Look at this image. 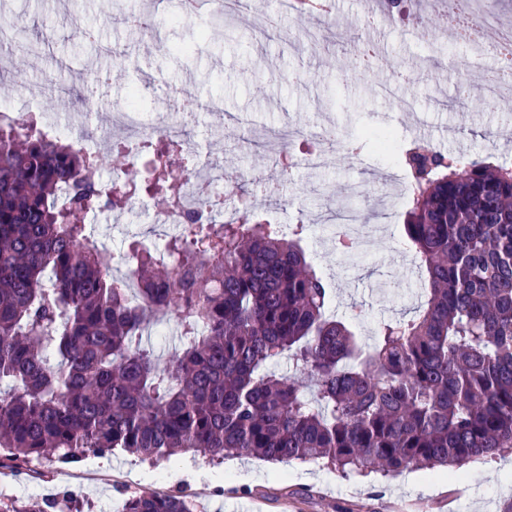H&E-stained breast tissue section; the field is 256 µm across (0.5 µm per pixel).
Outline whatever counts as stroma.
Instances as JSON below:
<instances>
[{
  "instance_id": "stroma-1",
  "label": "stroma",
  "mask_w": 512,
  "mask_h": 512,
  "mask_svg": "<svg viewBox=\"0 0 512 512\" xmlns=\"http://www.w3.org/2000/svg\"><path fill=\"white\" fill-rule=\"evenodd\" d=\"M147 5L164 20L152 37L125 28L101 0H0V15L20 16L18 38L37 51L35 67L13 61L0 68V87L8 88V100L31 95L33 111L56 117L60 97L34 92L33 85L45 75L59 77L72 93L85 96L89 130L95 133L110 112L128 106L129 90L140 76L162 74L170 88L199 102L189 135L203 152L228 160L225 195L236 196L239 187H251L257 179L273 188L257 201L278 223L292 227L304 217L332 224L341 202L360 208L365 223L387 225L372 254L357 265L328 245L308 253L332 288L328 315L353 319L363 350H371L381 323L411 317L419 303L412 281L420 271L403 245L404 202L347 194L359 181L375 185L386 173L385 157L367 144L337 152L325 169L287 176L276 149L249 150L246 140L291 124L321 122L351 134L394 127L395 102L403 99L414 101L438 151L512 158V109L493 107L477 90V77L468 68L470 45L441 34L429 45L419 40V18L436 14L429 0L405 5L402 16L383 26L378 41L386 62L364 71L357 67L366 33L362 0H336L334 13L319 18L286 15L276 28L258 20L259 12L275 10L274 0H257L223 20L183 15L178 0L128 2L132 9ZM86 27L98 29V42L82 40ZM307 27L314 28V40L302 38ZM191 42L196 45L191 55L176 53V46ZM425 56L455 68L473 85L468 101L458 103L452 85L424 72L397 77L395 66ZM105 70L112 73L111 83L96 84L95 75ZM213 99L222 101L223 114L206 111ZM151 222L149 211L125 204L98 215L93 232L124 253ZM182 459L177 453L142 461L117 449L106 456V473L88 475L91 463L85 458L52 478L45 475L47 460L35 459L25 472L0 469V498H53L66 486L79 495L83 512H119L130 492L182 494L197 512H501L512 500V454L472 463L457 477L444 470L345 475L322 460L282 464L244 455L221 461L196 456L192 463L200 477L170 479Z\"/></svg>"
}]
</instances>
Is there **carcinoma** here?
I'll return each instance as SVG.
<instances>
[{"mask_svg": "<svg viewBox=\"0 0 512 512\" xmlns=\"http://www.w3.org/2000/svg\"><path fill=\"white\" fill-rule=\"evenodd\" d=\"M145 143L150 179L101 183L99 156L60 138L0 128V468L53 452L56 471L116 448L157 460H325L342 473L398 474L512 454V161L430 150L413 177L404 243L426 299L385 322L364 352L327 315L331 288L300 244L240 209L191 218L164 262L133 242L135 295L113 252L79 216L150 194L194 162L179 142ZM181 328L162 359L151 330ZM280 357L310 380L269 366ZM0 512H81L67 489L46 501L0 499ZM121 512H194L178 494H130Z\"/></svg>", "mask_w": 512, "mask_h": 512, "instance_id": "obj_1", "label": "carcinoma"}]
</instances>
